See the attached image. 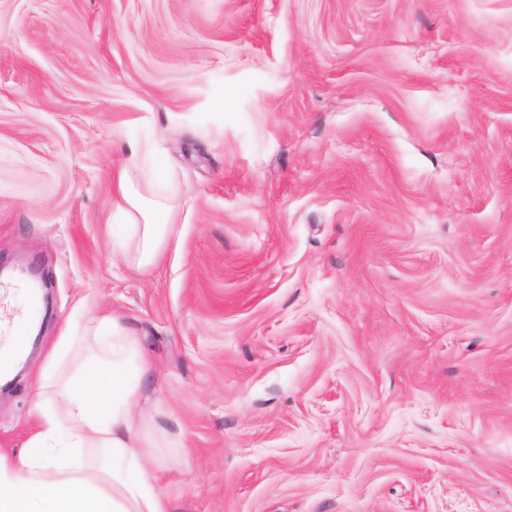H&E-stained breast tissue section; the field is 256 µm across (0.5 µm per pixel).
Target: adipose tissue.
<instances>
[{
  "label": "adipose tissue",
  "mask_w": 512,
  "mask_h": 512,
  "mask_svg": "<svg viewBox=\"0 0 512 512\" xmlns=\"http://www.w3.org/2000/svg\"><path fill=\"white\" fill-rule=\"evenodd\" d=\"M112 189L125 226L141 232L140 265L151 264L169 231L166 219L144 208L126 169L113 173ZM93 336L99 356L69 373L58 358L78 338L60 337L33 390L34 433L21 449L0 448V512H170L136 411L151 364L115 317L98 318Z\"/></svg>",
  "instance_id": "adipose-tissue-1"
}]
</instances>
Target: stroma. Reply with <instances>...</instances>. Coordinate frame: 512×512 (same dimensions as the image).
Returning a JSON list of instances; mask_svg holds the SVG:
<instances>
[{
	"instance_id": "stroma-1",
	"label": "stroma",
	"mask_w": 512,
	"mask_h": 512,
	"mask_svg": "<svg viewBox=\"0 0 512 512\" xmlns=\"http://www.w3.org/2000/svg\"><path fill=\"white\" fill-rule=\"evenodd\" d=\"M164 204L154 265L112 170ZM111 314L172 512H512V0H0V265Z\"/></svg>"
}]
</instances>
